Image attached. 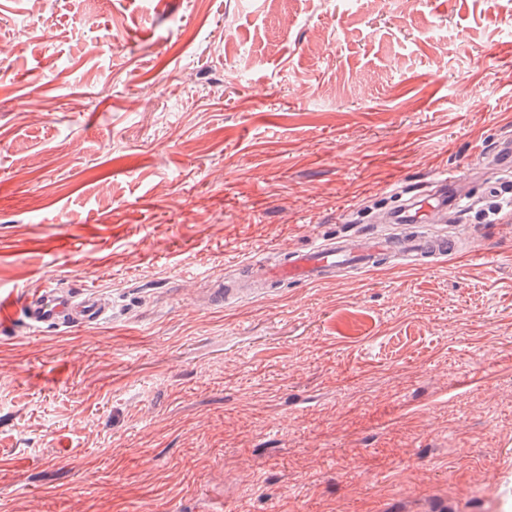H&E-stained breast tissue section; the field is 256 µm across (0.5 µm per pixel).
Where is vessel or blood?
Here are the masks:
<instances>
[{"instance_id":"1","label":"vessel or blood","mask_w":512,"mask_h":512,"mask_svg":"<svg viewBox=\"0 0 512 512\" xmlns=\"http://www.w3.org/2000/svg\"><path fill=\"white\" fill-rule=\"evenodd\" d=\"M462 179L461 172L448 173L438 180L434 190L413 194L394 209L392 223L408 228L402 242H394L392 237L377 232L323 239L306 248L288 249L277 261L258 265L257 276L261 282L272 285L285 282L310 284L343 269L368 270L379 257L387 254L408 264L426 256H447L454 249L453 242L447 237L424 232L423 227L434 211L449 216L458 214L464 201L457 191ZM22 311L29 325L36 329L88 328L109 317L98 291L67 294L53 287L26 300Z\"/></svg>"}]
</instances>
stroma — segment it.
<instances>
[{
  "instance_id": "1",
  "label": "stroma",
  "mask_w": 512,
  "mask_h": 512,
  "mask_svg": "<svg viewBox=\"0 0 512 512\" xmlns=\"http://www.w3.org/2000/svg\"><path fill=\"white\" fill-rule=\"evenodd\" d=\"M0 512H512V0H0ZM471 173L462 247L208 306ZM101 290L100 326L26 296ZM22 311L36 329L73 330L99 325L109 318L102 294L84 290L76 294L46 288L39 296L27 299Z\"/></svg>"
}]
</instances>
